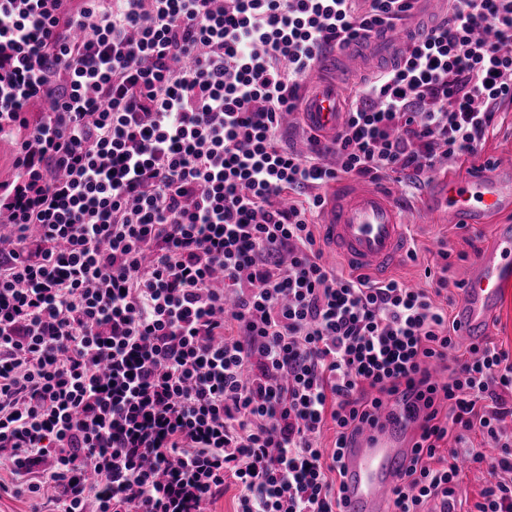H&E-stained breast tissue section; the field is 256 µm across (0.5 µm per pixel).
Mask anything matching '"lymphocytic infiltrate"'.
<instances>
[{"label": "lymphocytic infiltrate", "mask_w": 512, "mask_h": 512, "mask_svg": "<svg viewBox=\"0 0 512 512\" xmlns=\"http://www.w3.org/2000/svg\"><path fill=\"white\" fill-rule=\"evenodd\" d=\"M409 0H0V469L48 512H345L344 450L393 405L388 512H512V352L460 347L427 289L326 265L322 190L424 184L512 102V0H450L300 153L282 115L324 51ZM334 155L335 166L323 164ZM336 437L325 448L326 421ZM490 480L485 468H477L475 466L465 467L463 473V482L458 492L457 500H461L462 504L457 503L455 510L457 512H465L467 510H475L473 505L479 499L480 490Z\"/></svg>", "instance_id": "obj_1"}]
</instances>
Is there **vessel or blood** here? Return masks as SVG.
Masks as SVG:
<instances>
[{
	"instance_id": "b4317fda",
	"label": "vessel or blood",
	"mask_w": 512,
	"mask_h": 512,
	"mask_svg": "<svg viewBox=\"0 0 512 512\" xmlns=\"http://www.w3.org/2000/svg\"><path fill=\"white\" fill-rule=\"evenodd\" d=\"M448 8L447 0H414L409 28L372 33L362 44L327 52L307 84L297 113L325 137L340 128L345 114L340 77L374 73L396 60L410 30L429 26ZM512 213V163L490 161L461 176L437 178L423 206L426 222L475 226ZM322 235L331 252L353 271L387 276L408 253L411 237L403 201L376 183L337 182L321 215ZM512 277V227L501 225L494 244L474 261L457 309L458 336L470 343L488 332L498 308L500 288ZM412 428L401 425L395 408H386L377 426L368 428L344 451L346 512H382L412 448Z\"/></svg>"
}]
</instances>
